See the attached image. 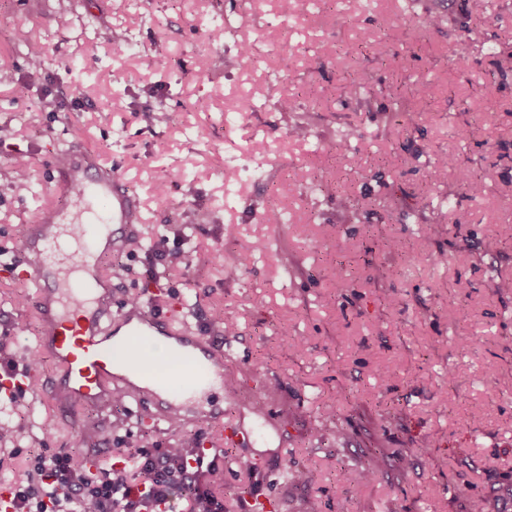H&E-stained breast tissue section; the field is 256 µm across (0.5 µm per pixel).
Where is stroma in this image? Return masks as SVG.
Masks as SVG:
<instances>
[{"mask_svg": "<svg viewBox=\"0 0 512 512\" xmlns=\"http://www.w3.org/2000/svg\"><path fill=\"white\" fill-rule=\"evenodd\" d=\"M431 12L442 23L423 27ZM30 41L49 61L37 74ZM240 44L250 57L225 66ZM510 55L512 0H296L288 19L279 0H0V264L63 201L57 156L91 149L136 199L143 242L104 260L113 311L148 297L222 344L225 420L270 425L267 443L213 447L224 512H345L347 497V512H512ZM359 72L372 93L357 98ZM20 294L34 290L0 271L4 353L23 365L38 324ZM1 419L14 485L46 448L87 464L118 437L170 439L134 401L64 420L31 387L0 394ZM370 460L374 480L350 483Z\"/></svg>", "mask_w": 512, "mask_h": 512, "instance_id": "obj_1", "label": "stroma"}]
</instances>
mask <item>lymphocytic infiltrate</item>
<instances>
[{
  "instance_id": "1",
  "label": "lymphocytic infiltrate",
  "mask_w": 512,
  "mask_h": 512,
  "mask_svg": "<svg viewBox=\"0 0 512 512\" xmlns=\"http://www.w3.org/2000/svg\"><path fill=\"white\" fill-rule=\"evenodd\" d=\"M168 429L176 440L167 447L116 448L111 462L93 470L75 463L67 448L38 453L35 483L12 489L17 512H154L176 488L190 493V512H224L210 488L216 462L195 463L200 436H184L175 418Z\"/></svg>"
}]
</instances>
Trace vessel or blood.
<instances>
[{"mask_svg": "<svg viewBox=\"0 0 512 512\" xmlns=\"http://www.w3.org/2000/svg\"><path fill=\"white\" fill-rule=\"evenodd\" d=\"M58 170L60 188L75 194L74 209L44 213L21 243L28 257L22 280L35 289L38 348L57 367L42 395L61 416L76 404L101 407L120 392L148 404L157 424L191 413L222 424L223 408L206 401L224 383L223 347L149 307L112 312V276L102 260L134 237V199L87 149L62 153ZM159 337L172 342L179 373L150 366L145 347Z\"/></svg>", "mask_w": 512, "mask_h": 512, "instance_id": "1", "label": "vessel or blood"}]
</instances>
